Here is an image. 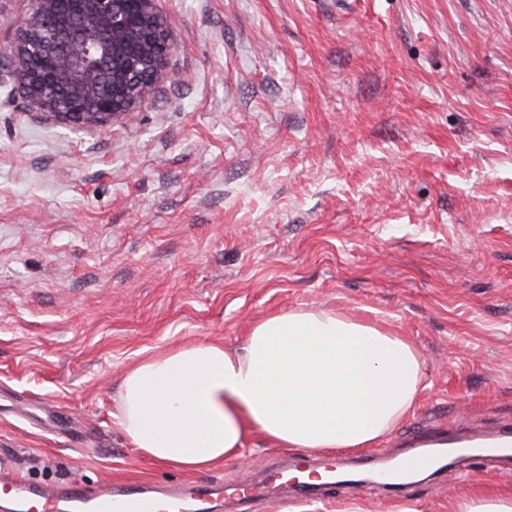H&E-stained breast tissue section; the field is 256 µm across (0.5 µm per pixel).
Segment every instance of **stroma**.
Wrapping results in <instances>:
<instances>
[{"label": "stroma", "mask_w": 512, "mask_h": 512, "mask_svg": "<svg viewBox=\"0 0 512 512\" xmlns=\"http://www.w3.org/2000/svg\"><path fill=\"white\" fill-rule=\"evenodd\" d=\"M171 77L133 121L76 129L0 57V454L17 479L88 485L181 470L116 424L126 370L320 307L408 338L411 413L360 472L427 425L512 421V0H157ZM297 453L249 443L203 476L245 487ZM512 496L476 455L422 481L267 486L256 512H459Z\"/></svg>", "instance_id": "stroma-1"}]
</instances>
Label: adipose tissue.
<instances>
[{"mask_svg": "<svg viewBox=\"0 0 512 512\" xmlns=\"http://www.w3.org/2000/svg\"><path fill=\"white\" fill-rule=\"evenodd\" d=\"M422 382L406 338L299 309L257 323L239 351L203 339L143 357L124 375L115 419L141 454L194 473L255 437L298 450L373 447L413 409Z\"/></svg>", "mask_w": 512, "mask_h": 512, "instance_id": "adipose-tissue-1", "label": "adipose tissue"}]
</instances>
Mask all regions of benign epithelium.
<instances>
[{
	"label": "benign epithelium",
	"instance_id": "obj_1",
	"mask_svg": "<svg viewBox=\"0 0 512 512\" xmlns=\"http://www.w3.org/2000/svg\"><path fill=\"white\" fill-rule=\"evenodd\" d=\"M5 51L17 90L56 120H132L170 78L175 40L156 0H29Z\"/></svg>",
	"mask_w": 512,
	"mask_h": 512
}]
</instances>
